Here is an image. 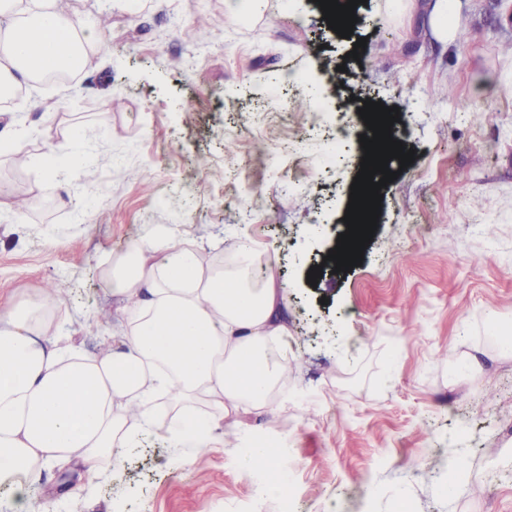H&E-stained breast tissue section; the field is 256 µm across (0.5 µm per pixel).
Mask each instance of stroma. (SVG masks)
<instances>
[{
	"label": "stroma",
	"mask_w": 512,
	"mask_h": 512,
	"mask_svg": "<svg viewBox=\"0 0 512 512\" xmlns=\"http://www.w3.org/2000/svg\"><path fill=\"white\" fill-rule=\"evenodd\" d=\"M69 3L104 20L102 48L14 103L30 161L0 157V300L63 282L64 332L96 352L123 322L112 255L166 227L206 259L244 241L278 271L294 368L271 411L225 417L238 433L224 446L151 435L77 494L53 468L30 494L56 512H238L271 478L254 460L264 445L293 512H512V353L487 342L512 334V0H456L466 36L448 45L436 0H367L348 39L313 0L237 15L224 0ZM297 99L310 113L284 114ZM365 100L399 107L415 154L391 162L364 259L338 273L327 254L346 230ZM80 153L94 165L71 166ZM20 190L49 213L15 215ZM468 354L480 370H458Z\"/></svg>",
	"instance_id": "obj_1"
}]
</instances>
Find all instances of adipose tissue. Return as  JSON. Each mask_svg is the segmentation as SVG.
Segmentation results:
<instances>
[{"label":"adipose tissue","mask_w":512,"mask_h":512,"mask_svg":"<svg viewBox=\"0 0 512 512\" xmlns=\"http://www.w3.org/2000/svg\"><path fill=\"white\" fill-rule=\"evenodd\" d=\"M96 32L59 0H0V103L36 80L37 51L81 73ZM256 259L240 244L228 271L161 236L113 255L104 279L125 325L96 353L60 335L65 311L44 289L0 308V479L20 476L17 512H54L27 494L46 466L72 462L92 478L151 430L202 452L230 439L225 416L272 404L288 371L273 348L286 306L275 273L253 285Z\"/></svg>","instance_id":"1"}]
</instances>
